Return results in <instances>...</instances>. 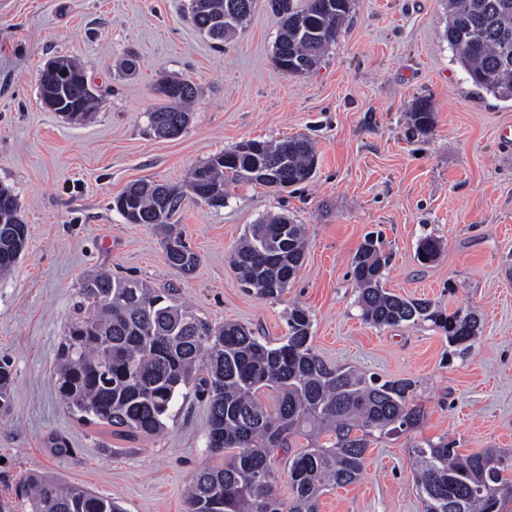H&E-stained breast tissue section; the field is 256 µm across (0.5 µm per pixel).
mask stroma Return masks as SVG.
Segmentation results:
<instances>
[{"mask_svg":"<svg viewBox=\"0 0 512 512\" xmlns=\"http://www.w3.org/2000/svg\"><path fill=\"white\" fill-rule=\"evenodd\" d=\"M281 18L257 0L253 16L215 50L191 21V0H0V187L29 226L17 264L0 275V361L14 376L0 414V499L29 474L112 497L127 512H187L185 490L218 465L207 447L205 400H177L155 438L85 423L55 385L60 344L83 277L112 275L174 289L216 323L262 340L288 334V309L305 306L311 344L335 366L415 381L425 411L415 431L372 441L360 479L327 488L319 512H423L410 445L447 438L461 453H512V101L477 90L444 38L446 0H353L317 71L291 76L272 59ZM83 67L101 97L95 118L45 109L40 75L53 58ZM138 70H121L126 58ZM163 75L198 89L186 130L157 137L147 113ZM430 101L434 123L409 120ZM308 136V182L277 193L233 187L223 207L186 196L174 230L199 257L172 269L159 232L127 223L114 199L141 179L185 184L209 156L250 140ZM305 225V260L286 293L265 299L228 262L247 225L268 214ZM392 260L385 288L454 312H475L480 333L465 356L431 322L375 327L361 318L350 275L367 233ZM441 248L416 259L421 239Z\"/></svg>","mask_w":512,"mask_h":512,"instance_id":"35a3bbf8","label":"stroma"}]
</instances>
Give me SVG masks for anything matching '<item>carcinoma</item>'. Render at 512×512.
<instances>
[{
    "label": "carcinoma",
    "mask_w": 512,
    "mask_h": 512,
    "mask_svg": "<svg viewBox=\"0 0 512 512\" xmlns=\"http://www.w3.org/2000/svg\"><path fill=\"white\" fill-rule=\"evenodd\" d=\"M322 14L306 0L295 10L290 0H272L282 14L274 54L314 70L329 51L351 12L335 0ZM257 0H192L191 20L199 30L232 8L248 19ZM323 29L312 37L297 34L298 23ZM444 38L455 60L474 86L501 101L512 100V0H448ZM156 93L160 103L148 112L150 129L161 135L171 126L184 131L197 91L187 80L162 78ZM79 120L95 109L96 95L79 87ZM410 120L421 132L433 125L434 112L417 102ZM261 155L241 154L233 164L224 153L209 157L191 175L210 193L203 202L224 206L232 183H255L276 192L309 181L316 169L311 141L296 137L263 142ZM163 193L141 180L124 193L135 218L165 233L168 264L181 273L197 266L198 256L173 234L170 220L185 191L162 184ZM28 225L0 224V275L17 263L15 253L26 247ZM437 240L418 245L421 263L439 254ZM306 251L303 225L287 215L248 225L231 263L241 285L261 298L277 299L302 266ZM389 257L381 249L380 233L364 239L351 262V275L360 288L362 319L376 327L430 321L464 356L480 331L476 315L456 309L448 314L428 301L406 299L383 288ZM81 301L68 326L57 363L56 385L68 407L93 423L131 436L155 437L166 428L164 419L181 387H193L209 404L208 448L224 456L220 466L205 468L187 493L188 512H318L319 498L329 486L356 482L365 466L373 437L408 434L424 419L413 398L415 381L384 380L347 367L326 363L311 345V317L301 305L288 310V335L279 345L263 342L238 323L214 324L180 303L170 291L106 273L87 275ZM13 374L0 364V410L8 409ZM277 394L274 408L261 393ZM307 445L290 453L291 442ZM288 458L292 496L279 498L272 463L279 452ZM416 488L424 512H512V456L496 448L462 455L454 443L422 439L411 446ZM30 512H124L112 498L82 487L31 475L19 485Z\"/></svg>",
    "instance_id": "cac0c4a2"
}]
</instances>
